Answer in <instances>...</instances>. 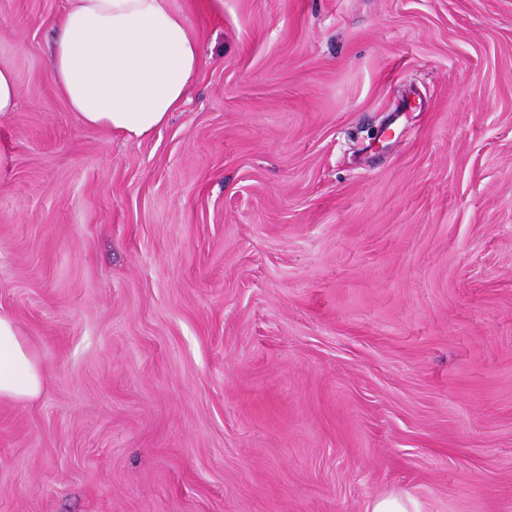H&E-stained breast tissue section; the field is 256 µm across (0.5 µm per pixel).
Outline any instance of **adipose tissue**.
<instances>
[{
  "label": "adipose tissue",
  "mask_w": 512,
  "mask_h": 512,
  "mask_svg": "<svg viewBox=\"0 0 512 512\" xmlns=\"http://www.w3.org/2000/svg\"><path fill=\"white\" fill-rule=\"evenodd\" d=\"M53 82L88 127L143 139L187 99L202 65L187 18L169 0H74L54 23ZM46 372L0 313V400L36 399Z\"/></svg>",
  "instance_id": "obj_1"
}]
</instances>
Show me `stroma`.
Segmentation results:
<instances>
[{"label": "stroma", "mask_w": 512, "mask_h": 512, "mask_svg": "<svg viewBox=\"0 0 512 512\" xmlns=\"http://www.w3.org/2000/svg\"><path fill=\"white\" fill-rule=\"evenodd\" d=\"M0 0V512H512V0H171L204 63L128 140ZM18 102V86L14 71L0 65V116L13 112ZM46 372L13 318L0 313V400L36 399ZM370 512H418V508L409 498L399 494H386L372 502Z\"/></svg>", "instance_id": "obj_1"}]
</instances>
